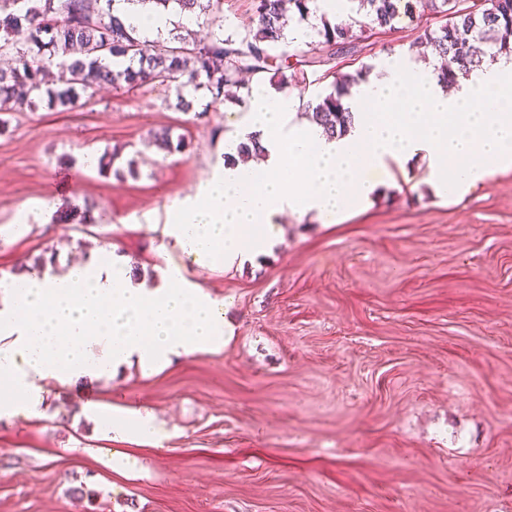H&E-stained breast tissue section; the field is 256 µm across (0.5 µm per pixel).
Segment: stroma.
Wrapping results in <instances>:
<instances>
[{"instance_id": "stroma-1", "label": "stroma", "mask_w": 512, "mask_h": 512, "mask_svg": "<svg viewBox=\"0 0 512 512\" xmlns=\"http://www.w3.org/2000/svg\"><path fill=\"white\" fill-rule=\"evenodd\" d=\"M445 21L374 29L297 79L313 97L337 73L381 76L390 54L430 67L417 41ZM245 118L244 104L209 108L199 95L183 110L154 84L8 114L0 277L115 243L149 284L165 261L185 266L223 299L230 328L220 353L151 376L132 367L51 395L45 417L0 419V512H512V167L460 198L434 195L424 165L371 168L381 195L337 224L289 218L252 265L159 256L172 200L197 188ZM163 127L185 152L149 145ZM115 148L137 176L100 172ZM58 176L66 187L49 191ZM128 398L173 427L163 448L112 440L81 412ZM118 450L141 472L115 474ZM81 484L98 491L93 504L70 496Z\"/></svg>"}]
</instances>
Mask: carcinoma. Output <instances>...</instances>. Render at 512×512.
Wrapping results in <instances>:
<instances>
[{"mask_svg":"<svg viewBox=\"0 0 512 512\" xmlns=\"http://www.w3.org/2000/svg\"><path fill=\"white\" fill-rule=\"evenodd\" d=\"M115 0H0V55L13 64L0 69V112H21L44 102L72 110L93 84L129 92L147 84L176 90L179 104L187 89L202 91L211 102H238L251 95L250 79L293 86L296 66L328 63L336 48L376 28L392 29L401 18L442 13L448 21L426 31L423 39L441 59L440 82L482 67L485 58L512 56V0H483L482 8L465 0H347L357 4L347 19L331 21L320 0H253L257 26L243 35H213L207 42L189 34L169 41H149L110 11ZM153 11L208 16L218 0H125ZM306 23L312 30L306 51L294 46L291 29ZM123 58L126 66L110 68L106 58ZM295 62H290V58ZM367 70L339 76L329 90L302 103L308 121L334 135L351 125L344 99L352 86L366 80ZM159 149L181 153L186 144L166 128L152 135ZM114 175L137 173L136 161L114 150L99 158V170Z\"/></svg>","mask_w":512,"mask_h":512,"instance_id":"cac0c4a2","label":"carcinoma"}]
</instances>
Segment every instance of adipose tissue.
I'll return each instance as SVG.
<instances>
[{
	"label": "adipose tissue",
	"instance_id": "adipose-tissue-1",
	"mask_svg": "<svg viewBox=\"0 0 512 512\" xmlns=\"http://www.w3.org/2000/svg\"><path fill=\"white\" fill-rule=\"evenodd\" d=\"M381 78L349 99L353 121L340 136L297 124L298 99L255 85L238 140L256 137L259 166L217 161L194 194L175 198L160 253L178 250L202 269H229L273 249L285 214L336 223L376 194L370 168L406 169L427 161V179L444 196L512 165V56L458 77L444 88L432 70L386 61ZM127 257L113 254L0 280V418H38L49 388H87L129 366L144 374L173 360L224 349V303L185 268L164 282H133ZM113 436L159 447L170 437L147 410L113 416Z\"/></svg>",
	"mask_w": 512,
	"mask_h": 512
}]
</instances>
